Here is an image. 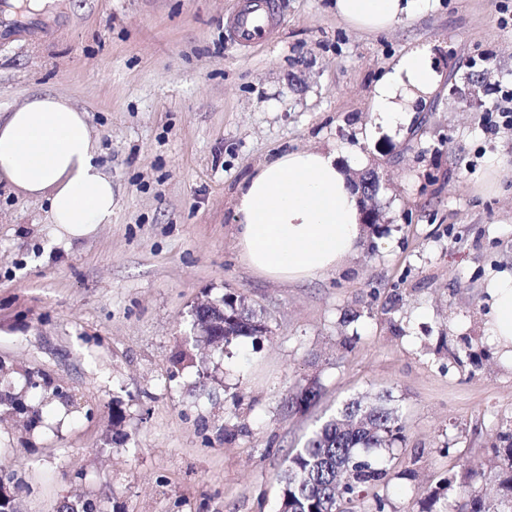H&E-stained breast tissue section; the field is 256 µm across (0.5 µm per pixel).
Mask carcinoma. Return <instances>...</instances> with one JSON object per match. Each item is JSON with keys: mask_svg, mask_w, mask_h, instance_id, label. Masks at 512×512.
I'll return each mask as SVG.
<instances>
[{"mask_svg": "<svg viewBox=\"0 0 512 512\" xmlns=\"http://www.w3.org/2000/svg\"><path fill=\"white\" fill-rule=\"evenodd\" d=\"M224 310L211 307L197 315L209 324L208 342L229 346L244 337H253L263 325L257 313L244 302L226 295L221 299ZM27 391L0 393V406L11 414L24 410L31 420L39 418V410L27 392L44 391L49 383L43 375L30 373ZM320 390L315 385L301 388L291 398V405H308L316 401ZM404 426L386 400L365 405L350 400L337 414L324 421L287 458L280 476L279 512H348L345 505L370 487L388 482L393 448L403 442ZM488 461L499 467L501 502L512 506V433L499 436L490 448ZM468 481L459 487L463 503L456 512H490L480 489L479 472L467 471ZM452 481L445 479L431 488L422 512H447L448 490ZM15 492L0 481V512H15Z\"/></svg>", "mask_w": 512, "mask_h": 512, "instance_id": "obj_1", "label": "carcinoma"}]
</instances>
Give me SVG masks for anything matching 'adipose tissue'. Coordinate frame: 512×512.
<instances>
[{"instance_id": "1", "label": "adipose tissue", "mask_w": 512, "mask_h": 512, "mask_svg": "<svg viewBox=\"0 0 512 512\" xmlns=\"http://www.w3.org/2000/svg\"><path fill=\"white\" fill-rule=\"evenodd\" d=\"M438 0H335L349 28L377 33L434 10ZM431 47H417L374 85L368 134L410 126L416 105L438 88L442 73ZM42 198L49 221L80 236L112 221V177L100 160L87 114L53 93H37L0 113V185ZM237 246L257 274L299 281L336 269L363 234L360 195L335 148L297 149L260 165L234 194ZM488 333L512 357V276L489 288Z\"/></svg>"}]
</instances>
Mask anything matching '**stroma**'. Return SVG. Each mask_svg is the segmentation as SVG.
Segmentation results:
<instances>
[{
  "instance_id": "stroma-1",
  "label": "stroma",
  "mask_w": 512,
  "mask_h": 512,
  "mask_svg": "<svg viewBox=\"0 0 512 512\" xmlns=\"http://www.w3.org/2000/svg\"><path fill=\"white\" fill-rule=\"evenodd\" d=\"M239 0H44L52 36L0 40V113L36 92L87 112L118 204L73 238L44 201L0 186V389L45 374L38 426L0 416V475L20 512L79 498L100 512H275L278 477L340 405L390 393L405 428L388 512L484 469L512 429V366L485 336L486 285L512 274V127L488 109L512 89V0H440L390 31L351 30L331 0H273L257 45L229 31ZM431 46L445 82L398 139L361 143L374 85ZM480 82L479 104L450 85ZM280 110L268 109V102ZM361 147L379 230L341 269L304 282L241 260L233 192L278 154ZM231 294L267 326L230 347L193 333V309ZM184 355L180 368L172 360ZM321 396L295 409L297 386ZM412 478H403L404 470Z\"/></svg>"
}]
</instances>
